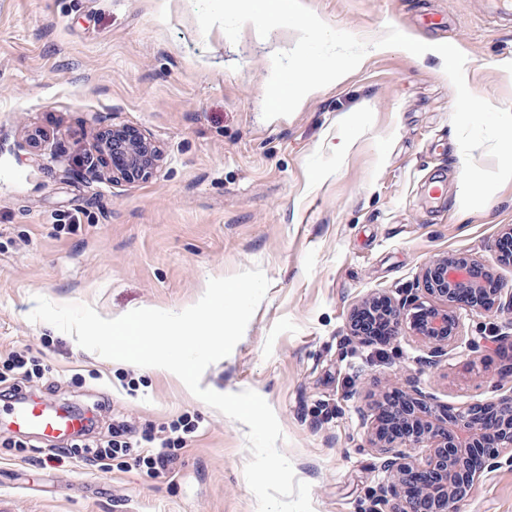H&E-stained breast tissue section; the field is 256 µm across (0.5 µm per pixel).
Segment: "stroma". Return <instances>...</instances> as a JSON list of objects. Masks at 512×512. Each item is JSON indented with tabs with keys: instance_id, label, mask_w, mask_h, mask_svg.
Masks as SVG:
<instances>
[{
	"instance_id": "stroma-1",
	"label": "stroma",
	"mask_w": 512,
	"mask_h": 512,
	"mask_svg": "<svg viewBox=\"0 0 512 512\" xmlns=\"http://www.w3.org/2000/svg\"><path fill=\"white\" fill-rule=\"evenodd\" d=\"M303 2L372 43L391 26L454 45L469 90L512 109V24L490 18L491 0ZM438 8L451 28L413 29ZM296 38L201 33L192 0H0V355L29 350L46 369L33 395L94 409L100 441L124 423L157 433L184 415L197 422L160 473L117 461L103 471L30 435L20 448L1 427L0 512H257L247 425L171 372L103 358L30 321L38 295L105 318L178 312L209 279L261 268L264 300L201 385L267 401L313 512H388L377 495L389 475L367 442L382 392L453 407L512 392L499 374L512 363V313L459 309L460 338L437 359L411 330L368 343L348 328L368 298L417 294L422 267L449 252L492 263L512 293V264L495 248L512 225V181L462 209L456 93L439 59L372 47L292 115L263 119L269 58ZM347 112L356 126H342ZM112 123L164 150L155 177L115 183L81 167ZM37 130L33 153L26 137ZM441 175L447 196L427 202L425 182ZM458 512H512V466L486 472Z\"/></svg>"
}]
</instances>
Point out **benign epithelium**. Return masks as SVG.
I'll use <instances>...</instances> for the list:
<instances>
[{
  "label": "benign epithelium",
  "mask_w": 512,
  "mask_h": 512,
  "mask_svg": "<svg viewBox=\"0 0 512 512\" xmlns=\"http://www.w3.org/2000/svg\"><path fill=\"white\" fill-rule=\"evenodd\" d=\"M163 161L161 149L138 129L109 125L99 130L82 165L114 182H135L152 178ZM421 283L422 300L400 305L379 296L360 305L382 309L386 339L408 325L440 357L458 339V306L476 314L512 312V295L502 298L493 268L473 254L433 259ZM368 442L385 456L382 467L392 476L379 494L385 502L394 499L390 512H457L485 472L503 458L512 463V392L459 408L439 407L418 392L386 393L375 402ZM419 448L427 449L422 462L411 456Z\"/></svg>",
  "instance_id": "1"
}]
</instances>
